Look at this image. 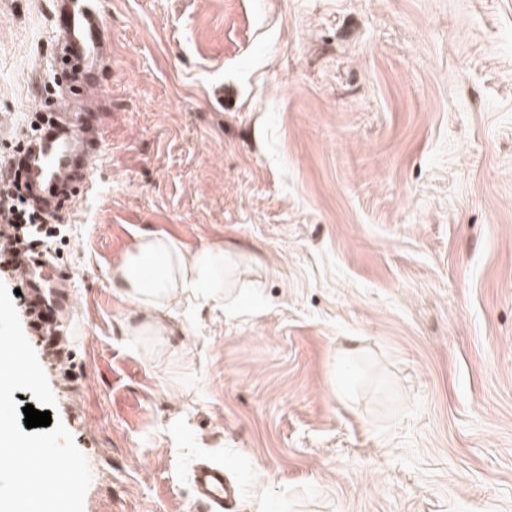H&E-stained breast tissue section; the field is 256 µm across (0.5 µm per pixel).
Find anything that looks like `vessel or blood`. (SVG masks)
<instances>
[{"mask_svg":"<svg viewBox=\"0 0 512 512\" xmlns=\"http://www.w3.org/2000/svg\"><path fill=\"white\" fill-rule=\"evenodd\" d=\"M53 30L70 64L71 75L79 80L81 88L64 97L62 105L52 112L49 124L31 137L26 147L29 172L43 188L42 195L35 199L40 207L53 202L55 193L71 183L76 155L95 164L102 146L99 132L86 120L89 95L104 89L108 60L109 36L99 0H72L70 7L55 13ZM16 273L29 284L31 303L39 311L48 306L45 287L62 289L68 285L65 270L40 256L20 258ZM191 483L197 500L206 504L208 512H224L232 489L222 464L195 465Z\"/></svg>","mask_w":512,"mask_h":512,"instance_id":"obj_1","label":"vessel or blood"}]
</instances>
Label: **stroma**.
I'll list each match as a JSON object with an SVG mask.
<instances>
[{"instance_id":"1","label":"stroma","mask_w":512,"mask_h":512,"mask_svg":"<svg viewBox=\"0 0 512 512\" xmlns=\"http://www.w3.org/2000/svg\"><path fill=\"white\" fill-rule=\"evenodd\" d=\"M0 0V152L68 85ZM94 188L63 212L84 512H512V0H103ZM138 231L232 241L252 293L165 339L109 270ZM360 351L337 382L338 354ZM225 474L224 465L213 462L198 463L192 470L195 497L207 505L208 512H223L225 500L232 494Z\"/></svg>"}]
</instances>
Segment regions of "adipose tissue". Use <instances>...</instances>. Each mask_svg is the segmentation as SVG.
<instances>
[{
	"mask_svg": "<svg viewBox=\"0 0 512 512\" xmlns=\"http://www.w3.org/2000/svg\"><path fill=\"white\" fill-rule=\"evenodd\" d=\"M245 253V247L234 243L187 249L166 234L143 231L134 235L110 278L117 294L143 316L145 326L165 336L172 332L168 317L174 306L224 308Z\"/></svg>",
	"mask_w": 512,
	"mask_h": 512,
	"instance_id": "ef3b65f1",
	"label": "adipose tissue"
}]
</instances>
